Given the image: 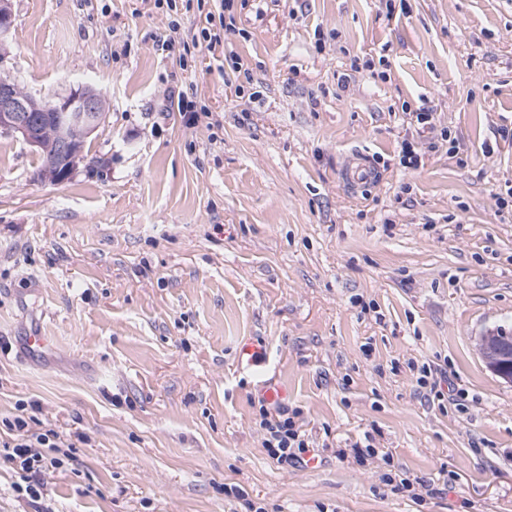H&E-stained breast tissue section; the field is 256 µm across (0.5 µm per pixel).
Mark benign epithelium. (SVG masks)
<instances>
[{"instance_id": "1", "label": "benign epithelium", "mask_w": 512, "mask_h": 512, "mask_svg": "<svg viewBox=\"0 0 512 512\" xmlns=\"http://www.w3.org/2000/svg\"><path fill=\"white\" fill-rule=\"evenodd\" d=\"M12 27L10 0H0V68L10 53ZM105 118V105L89 86H79L49 106L42 98L19 92L16 81H0V131L18 135L44 152L46 162L38 174L42 183L58 185L74 177L84 163L83 142ZM480 352L488 370L512 384V335L503 327L487 330L480 338Z\"/></svg>"}]
</instances>
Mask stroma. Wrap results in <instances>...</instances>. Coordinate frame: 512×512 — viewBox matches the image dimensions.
<instances>
[{
    "instance_id": "stroma-1",
    "label": "stroma",
    "mask_w": 512,
    "mask_h": 512,
    "mask_svg": "<svg viewBox=\"0 0 512 512\" xmlns=\"http://www.w3.org/2000/svg\"><path fill=\"white\" fill-rule=\"evenodd\" d=\"M11 0L6 75L47 100L82 84L100 172L45 185L0 132V441L18 405L75 457L0 512H512V385L480 336L512 328V0H260L196 67L156 51L151 0ZM238 54L249 76L222 70ZM372 68L351 71L353 59ZM259 98H251L252 87ZM210 111L184 125L170 89ZM454 145L430 148L415 110ZM416 140L418 169L400 163ZM356 158L372 184H349ZM54 336L29 358L33 330ZM264 343L261 375L241 343ZM445 368L463 396L416 389ZM286 407L324 461L269 458L253 401ZM370 441L376 456L337 460ZM392 456L433 494L384 479ZM424 375L417 380V383L424 388L429 387V394H423L429 401L432 399L434 402L437 400L440 403L444 401L454 400V394H451L450 387L448 386V373L441 368H432L431 366H423ZM446 384L447 390L445 391L443 385Z\"/></svg>"
}]
</instances>
